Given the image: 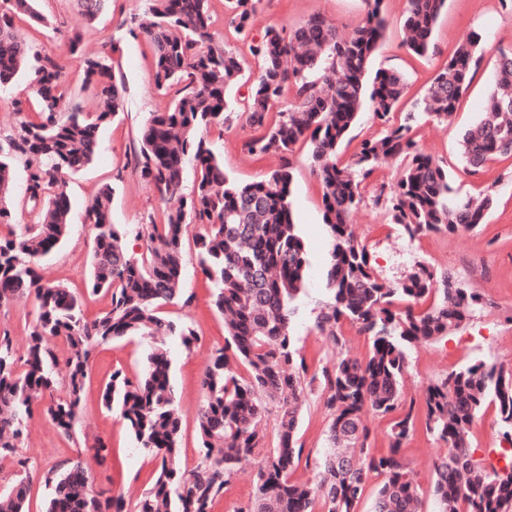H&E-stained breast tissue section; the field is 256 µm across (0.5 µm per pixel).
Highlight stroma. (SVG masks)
<instances>
[{
	"label": "stroma",
	"instance_id": "stroma-1",
	"mask_svg": "<svg viewBox=\"0 0 512 512\" xmlns=\"http://www.w3.org/2000/svg\"><path fill=\"white\" fill-rule=\"evenodd\" d=\"M144 6L145 0H107L96 20L85 24L78 15L77 0H39L38 8L51 20V28L32 27L25 18L17 22L28 41L50 53L60 50L55 33L59 27H79L87 52L99 51L110 36L119 40L122 48L127 87L124 115L103 128L93 164L82 174L69 178V233L41 267L47 279L82 296L85 314L90 319L108 307L110 298L87 291L93 241L92 226L85 220L89 202L102 185L114 183L112 221L128 225L129 232L121 244L135 253L144 250L143 240L134 233L135 227L146 223L150 216L161 215L164 209L153 187L128 165L140 123L148 113L166 108L171 101L170 95L154 87L150 47L144 41L131 39L120 26L121 21L141 12ZM406 7V0H384L388 35L372 62L373 70H398L405 74L408 88L399 111H407L414 100L425 95L436 74L457 46L469 40L472 31H481L484 36L483 66L462 96L453 123L421 120L413 137L423 151L455 172L453 188L458 195H487L493 200L484 223L473 230L409 238L398 225L389 223L384 209L375 203L380 187L394 185L398 177L399 167L390 161L381 165L368 181L363 190L364 201L350 217L356 236L366 245L375 271L386 285H397L424 266L436 273L448 272L484 297L482 308L459 329L410 350L404 395L420 405L427 386L445 377L465 359H486L512 368V158L490 161L481 174L472 176L464 171L460 154L463 133L480 120L491 93L495 51L500 47L512 48V8L503 7L501 0H446L437 23L434 52L417 57L403 45ZM317 14L332 20L344 34L360 25L365 17L363 0H259L254 32L262 34L268 26H294ZM249 135V127L237 120L224 130H212L208 136L212 148L224 160L225 172L243 183L261 178L279 164L273 156H250L243 147ZM292 203L294 221L308 250L309 267L290 328L308 364L315 368L333 359L329 341L316 328L320 312L331 300L326 288L331 241L322 219L320 185L312 173L309 151L303 145L294 154ZM184 252L187 268L181 288L191 302L184 307L171 306L169 314L191 322L200 341L188 349L179 339L172 338L168 350L176 403L185 421L182 461L190 466L200 454L195 433V418L202 401L200 379L215 350L223 347L227 332L223 317L212 305L208 282L193 266V243H186ZM148 350V344L137 339L104 344L95 349L90 361L81 399L83 432L87 437L98 436L108 441L112 455L106 467H99L92 453L38 414L28 423L23 454L44 467L82 457L94 484L111 482L115 491L124 493L129 501H136L148 488L157 465L137 448L119 416L103 407L101 395L114 370L131 376L141 373ZM330 423L331 414L323 404L320 388L306 390L298 429L305 450L316 452L327 447ZM444 452V446L420 428L401 449L410 477L419 488L423 512H437L432 479L434 465ZM257 470L256 461L241 464L223 495L216 499L213 512H236L253 501Z\"/></svg>",
	"mask_w": 512,
	"mask_h": 512
}]
</instances>
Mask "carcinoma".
<instances>
[{"instance_id":"1","label":"carcinoma","mask_w":512,"mask_h":512,"mask_svg":"<svg viewBox=\"0 0 512 512\" xmlns=\"http://www.w3.org/2000/svg\"><path fill=\"white\" fill-rule=\"evenodd\" d=\"M104 0H80V16L92 22ZM259 0H227L228 24L260 62L247 94L232 102L228 89L241 80L243 66L234 49L214 40L209 0H149L148 10L124 22L127 33L149 44L153 83L175 90L167 108L148 113L138 131L132 163L162 200L179 205L149 220L136 235L146 250L134 255L121 246L123 224L112 223L114 187L105 184L87 207L93 247L89 283L110 296V306L93 319L81 297L45 279L42 259L69 232L66 177L84 171L97 155L103 126L124 113L126 84L119 42L103 50H83L80 31L63 36L64 47L48 54L23 39L15 18L40 26L49 20L36 0H0V91L22 70L30 82L26 96L13 99L18 115L0 131V183L14 170L27 173L22 203L0 200V306L33 305L26 349L18 351L9 333L0 334V458L10 457L15 479L0 493V512H29L34 474L50 489L45 512H211L237 467L260 459L254 502L239 512H360L371 476L382 478L374 512H421L422 499L409 478L400 449L415 429L413 406L405 405L403 379L411 347L435 341L459 328L484 303L446 272L425 267L396 288L379 282L365 245L349 217L363 201V182L386 160L401 162L390 191L380 190L385 212L411 239L454 234L480 224L492 199L453 195L448 166L424 153L411 136L416 112L397 124L391 114L405 96L399 71L376 73L367 82L371 60L387 22L383 0H364L365 19L341 36L321 15L290 28L269 26L251 37ZM446 0H407L404 46L424 56L434 49V30ZM482 35L459 45L433 79L418 110L438 123H451L483 57ZM80 61L82 89L93 111L69 106L67 63ZM293 98L281 102L284 87ZM39 111L29 112L30 98ZM383 127L364 140L351 166L337 151L364 103ZM280 112L271 115L274 106ZM253 130L244 143L254 156L275 155L278 167L262 179L239 184L224 173V162L206 141L214 127L238 119ZM310 146L312 172L322 189L323 224L331 239L327 288L331 302L317 328L336 350L322 376L308 375L305 358L290 331L293 303L301 292L308 252L294 223L290 195L295 146ZM467 173L476 175L498 156H512V49H497L493 91L484 116L462 135ZM192 164V190L184 173ZM38 214L20 224L19 212ZM193 236L195 265L224 315L228 337L215 350L201 378L202 403L196 429L201 448L192 467L180 464L183 416L170 384L171 360L165 339L178 336L187 347L199 337L188 322L164 315L180 292L185 274L183 243ZM350 325L368 341L364 358L342 352V329ZM58 339L59 352L47 338ZM151 343L141 375L112 372L102 392L107 410L118 407L137 447L159 462L155 479L135 503L110 488H95L82 459L39 468L20 451L34 412H40L72 440H81L80 403L96 347L128 338ZM68 376L60 385L57 368ZM319 383L332 410L330 446L316 467L315 485L292 475L302 456L297 444L299 404ZM277 408L276 445L265 449L260 425ZM497 412L499 429L512 443V369L475 360L431 383L424 396L425 429L448 452L436 462L432 494L438 512H512V448L501 449L505 465H485L474 457L471 426L485 406ZM371 409L392 416L389 451L370 453L368 427L360 415Z\"/></svg>"}]
</instances>
